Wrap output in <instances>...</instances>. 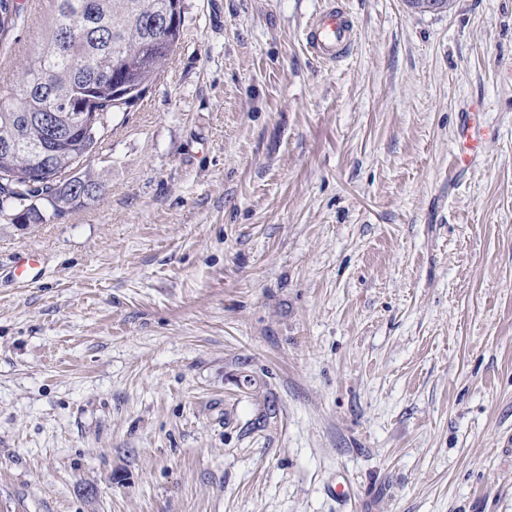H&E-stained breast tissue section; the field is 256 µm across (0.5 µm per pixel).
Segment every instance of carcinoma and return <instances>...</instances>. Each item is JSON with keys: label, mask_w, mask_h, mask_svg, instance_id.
Masks as SVG:
<instances>
[{"label": "carcinoma", "mask_w": 512, "mask_h": 512, "mask_svg": "<svg viewBox=\"0 0 512 512\" xmlns=\"http://www.w3.org/2000/svg\"><path fill=\"white\" fill-rule=\"evenodd\" d=\"M172 0H50L33 58L0 86V216L42 224L98 200L102 184L89 162L102 148L112 114L160 78L179 48L183 26L163 35L149 22ZM26 20L18 0L0 45ZM83 101L85 108L74 109ZM54 116L64 141L52 148L39 117Z\"/></svg>", "instance_id": "obj_1"}]
</instances>
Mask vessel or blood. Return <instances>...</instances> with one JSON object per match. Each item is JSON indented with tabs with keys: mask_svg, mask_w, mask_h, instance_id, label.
<instances>
[{
	"mask_svg": "<svg viewBox=\"0 0 512 512\" xmlns=\"http://www.w3.org/2000/svg\"><path fill=\"white\" fill-rule=\"evenodd\" d=\"M355 43V27L339 6L329 5L310 24L306 44L317 57L335 62L346 57Z\"/></svg>",
	"mask_w": 512,
	"mask_h": 512,
	"instance_id": "b4317fda",
	"label": "vessel or blood"
}]
</instances>
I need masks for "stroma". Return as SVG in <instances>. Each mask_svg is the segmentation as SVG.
I'll list each match as a JSON object with an SVG mask.
<instances>
[{"instance_id":"35a3bbf8","label":"stroma","mask_w":512,"mask_h":512,"mask_svg":"<svg viewBox=\"0 0 512 512\" xmlns=\"http://www.w3.org/2000/svg\"><path fill=\"white\" fill-rule=\"evenodd\" d=\"M341 3L183 0L99 200L0 220V512H512V0ZM331 2L306 31V44L309 49L327 62L346 57L355 43V27L349 15Z\"/></svg>"}]
</instances>
